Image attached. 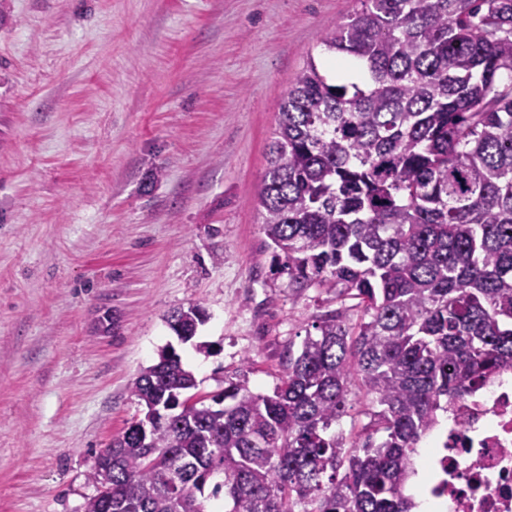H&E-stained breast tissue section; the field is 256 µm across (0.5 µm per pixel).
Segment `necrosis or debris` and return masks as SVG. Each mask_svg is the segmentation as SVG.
<instances>
[{"label":"necrosis or debris","mask_w":512,"mask_h":512,"mask_svg":"<svg viewBox=\"0 0 512 512\" xmlns=\"http://www.w3.org/2000/svg\"><path fill=\"white\" fill-rule=\"evenodd\" d=\"M425 491L440 512H512V376L449 402Z\"/></svg>","instance_id":"obj_1"}]
</instances>
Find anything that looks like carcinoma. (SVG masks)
Listing matches in <instances>:
<instances>
[{
	"instance_id": "cac0c4a2",
	"label": "carcinoma",
	"mask_w": 512,
	"mask_h": 512,
	"mask_svg": "<svg viewBox=\"0 0 512 512\" xmlns=\"http://www.w3.org/2000/svg\"><path fill=\"white\" fill-rule=\"evenodd\" d=\"M360 4L321 44L363 79L306 63L259 194L289 286L354 304L317 317L270 393L239 378L192 403L169 348L133 384L142 416L94 456L84 512L106 495L112 512H413L448 401L512 373V0ZM203 320L167 317L183 342ZM360 392L370 421L348 437Z\"/></svg>"
}]
</instances>
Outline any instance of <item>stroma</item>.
Wrapping results in <instances>:
<instances>
[{
    "instance_id": "35a3bbf8",
    "label": "stroma",
    "mask_w": 512,
    "mask_h": 512,
    "mask_svg": "<svg viewBox=\"0 0 512 512\" xmlns=\"http://www.w3.org/2000/svg\"><path fill=\"white\" fill-rule=\"evenodd\" d=\"M357 0H7L0 512H84L174 345L199 395L271 392L336 295L288 286L259 192L284 93ZM201 303L195 343L166 323Z\"/></svg>"
}]
</instances>
